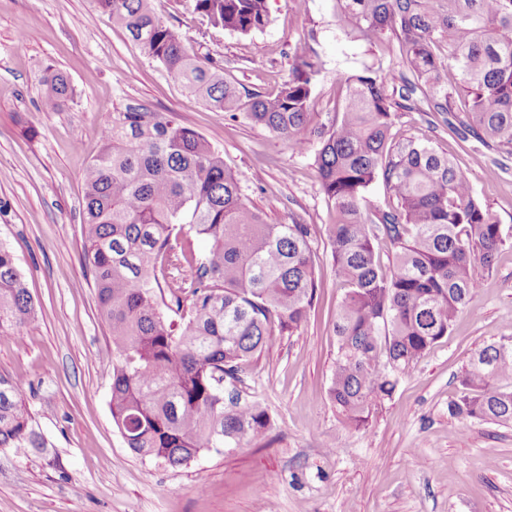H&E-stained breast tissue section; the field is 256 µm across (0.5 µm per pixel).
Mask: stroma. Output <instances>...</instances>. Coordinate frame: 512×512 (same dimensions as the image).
Segmentation results:
<instances>
[{
    "mask_svg": "<svg viewBox=\"0 0 512 512\" xmlns=\"http://www.w3.org/2000/svg\"><path fill=\"white\" fill-rule=\"evenodd\" d=\"M189 52L224 69L243 92L267 95L287 79L296 51L322 71L316 122L337 112L339 79L373 62L401 72L398 43L352 41L334 0H268V26L239 35L207 24L192 0H154ZM74 99L42 109L46 68ZM130 104L175 116L208 139L224 165L246 173L242 194L272 224H307L316 254V299L301 328L282 336L249 372L244 397L264 402L265 440L201 454L170 468L141 459L112 422V341L83 262V174L100 130ZM398 137L448 153L512 237V156L463 139L419 90L396 112ZM244 113L221 117L184 93L94 0H0V244L11 247L38 307L18 332L0 333V375L49 443L45 453L0 449V512H512V426L448 415L470 357L512 340V245L483 274L448 337L401 375L364 429L346 425L328 397L342 290L326 226L331 206L314 163ZM501 166L499 176L487 170Z\"/></svg>",
    "mask_w": 512,
    "mask_h": 512,
    "instance_id": "35a3bbf8",
    "label": "stroma"
}]
</instances>
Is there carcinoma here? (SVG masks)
Here are the masks:
<instances>
[{"label":"carcinoma","mask_w":512,"mask_h":512,"mask_svg":"<svg viewBox=\"0 0 512 512\" xmlns=\"http://www.w3.org/2000/svg\"><path fill=\"white\" fill-rule=\"evenodd\" d=\"M214 27L250 35L269 24L267 0H193ZM149 58L217 114L247 117L301 152L319 142L315 164L334 211L326 226L343 297L334 324L335 371L328 396L361 428L390 397L398 374L448 335L508 239L497 215L444 152L396 140L394 108L417 86L449 112L460 72L465 112L457 131L512 155V0H335L347 37L374 45L397 39L410 73L365 68L343 79L346 93L326 123L311 125L309 102L320 60L295 53L274 94L243 93L224 69L189 54L185 37L152 0H96ZM448 55L438 53L441 44ZM42 105L55 112L73 97L46 68ZM103 147L84 171L82 232L97 307L112 341V420L143 459L180 467L202 452L262 439L269 416L241 398L244 377L277 336L292 335L316 292L311 225L269 224L243 199L241 175L197 131L139 104L112 113ZM382 182L389 201L363 209ZM209 248L197 253L191 238ZM395 249L384 270L375 243ZM35 316L14 253L0 245V333ZM463 421L512 425V342L476 352L448 404ZM48 447L20 396L0 376V448Z\"/></svg>","instance_id":"1"}]
</instances>
